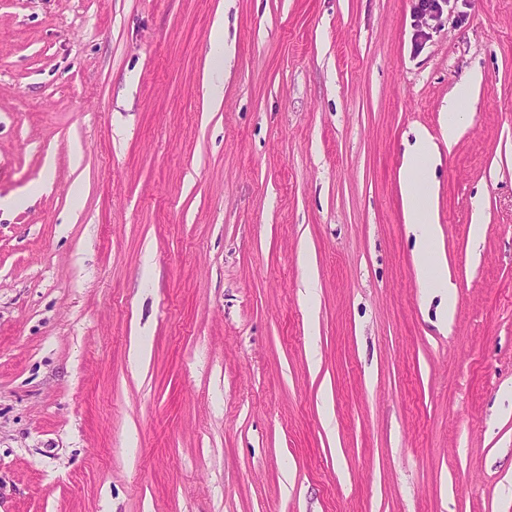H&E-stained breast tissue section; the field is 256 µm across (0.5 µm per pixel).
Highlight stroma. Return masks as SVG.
<instances>
[{"mask_svg": "<svg viewBox=\"0 0 512 512\" xmlns=\"http://www.w3.org/2000/svg\"><path fill=\"white\" fill-rule=\"evenodd\" d=\"M416 2L0 0V512H512V0ZM476 79L477 76L473 75L458 85L457 96L449 101L448 108L445 110L448 112V122L443 123V135L445 139L448 138L450 145L455 143L460 124L469 112L471 83ZM436 160V146L432 139L425 132L418 133L401 167L400 189L406 221L417 242L420 288L447 295L444 315L448 322L454 313L457 297L455 287L448 281V272L433 252L440 232L433 215L432 171Z\"/></svg>", "mask_w": 512, "mask_h": 512, "instance_id": "obj_1", "label": "stroma"}]
</instances>
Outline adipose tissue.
I'll list each match as a JSON object with an SVG mask.
<instances>
[{"label":"adipose tissue","mask_w":512,"mask_h":512,"mask_svg":"<svg viewBox=\"0 0 512 512\" xmlns=\"http://www.w3.org/2000/svg\"><path fill=\"white\" fill-rule=\"evenodd\" d=\"M437 160L436 146L427 133H418L401 167L400 189L406 221L417 242V260L421 288L445 294V317H452L456 293L448 273L433 246L440 232L433 215L432 171Z\"/></svg>","instance_id":"adipose-tissue-1"}]
</instances>
